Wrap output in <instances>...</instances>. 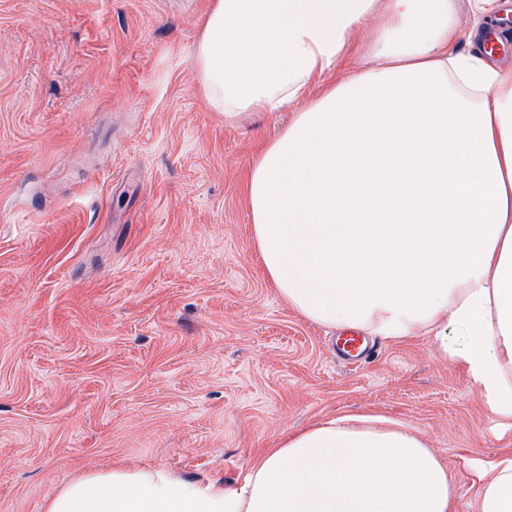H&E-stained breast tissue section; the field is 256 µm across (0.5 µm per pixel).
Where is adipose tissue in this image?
<instances>
[{
	"mask_svg": "<svg viewBox=\"0 0 512 512\" xmlns=\"http://www.w3.org/2000/svg\"><path fill=\"white\" fill-rule=\"evenodd\" d=\"M499 7L212 0L195 64L225 121L298 106L247 185L279 296L329 329L434 337L512 426V63L472 48ZM485 470L478 512H512V456ZM453 498L421 433L343 415L284 436L234 486L115 465L71 481L46 512H453Z\"/></svg>",
	"mask_w": 512,
	"mask_h": 512,
	"instance_id": "1",
	"label": "adipose tissue"
}]
</instances>
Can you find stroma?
Instances as JSON below:
<instances>
[{"instance_id":"1","label":"stroma","mask_w":512,"mask_h":512,"mask_svg":"<svg viewBox=\"0 0 512 512\" xmlns=\"http://www.w3.org/2000/svg\"><path fill=\"white\" fill-rule=\"evenodd\" d=\"M212 0H0V512L112 465L240 481L334 416L424 433L456 512L512 454L432 337L337 333L288 308L251 240L247 168L291 108L225 123L194 55ZM336 350L344 359H359L369 353L364 337L354 334L339 337L336 341Z\"/></svg>"}]
</instances>
